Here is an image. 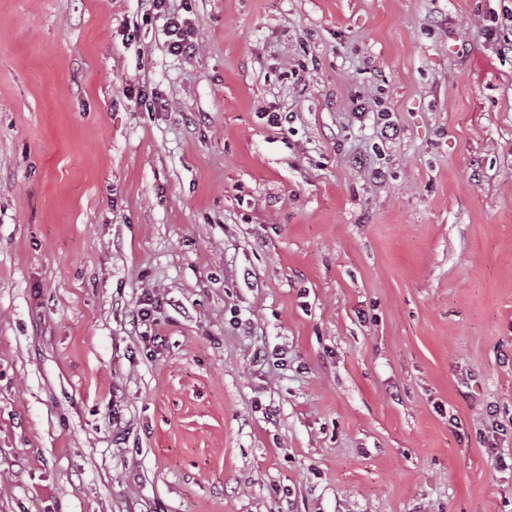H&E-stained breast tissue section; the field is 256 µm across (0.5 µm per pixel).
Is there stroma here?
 Listing matches in <instances>:
<instances>
[{
	"label": "stroma",
	"mask_w": 512,
	"mask_h": 512,
	"mask_svg": "<svg viewBox=\"0 0 512 512\" xmlns=\"http://www.w3.org/2000/svg\"><path fill=\"white\" fill-rule=\"evenodd\" d=\"M169 6L0 0V512H512V0ZM147 7L146 16L151 13L165 18L167 50L175 55L191 57L196 51V44L190 32L187 22L176 13L168 9V0H141Z\"/></svg>",
	"instance_id": "stroma-1"
}]
</instances>
